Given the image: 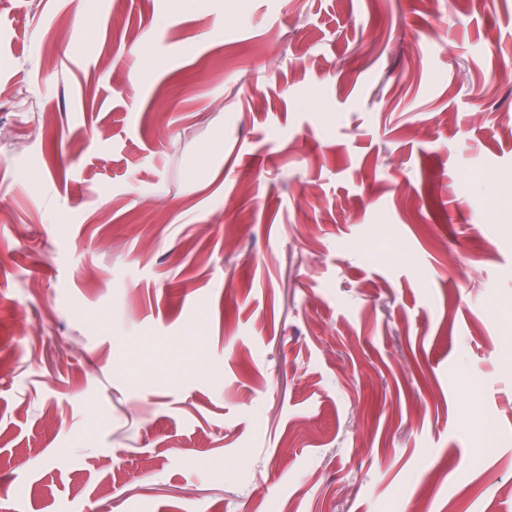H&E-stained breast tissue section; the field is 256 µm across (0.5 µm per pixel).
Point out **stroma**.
Instances as JSON below:
<instances>
[{
    "label": "stroma",
    "instance_id": "stroma-1",
    "mask_svg": "<svg viewBox=\"0 0 512 512\" xmlns=\"http://www.w3.org/2000/svg\"><path fill=\"white\" fill-rule=\"evenodd\" d=\"M509 60L512 0H0V512H512Z\"/></svg>",
    "mask_w": 512,
    "mask_h": 512
}]
</instances>
